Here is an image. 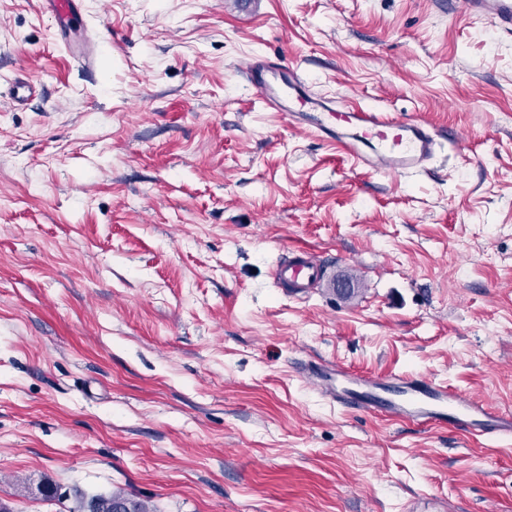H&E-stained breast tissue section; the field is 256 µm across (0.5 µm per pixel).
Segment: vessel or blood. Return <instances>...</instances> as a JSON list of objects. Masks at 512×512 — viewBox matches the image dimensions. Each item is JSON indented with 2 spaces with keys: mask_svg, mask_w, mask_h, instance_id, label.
<instances>
[{
  "mask_svg": "<svg viewBox=\"0 0 512 512\" xmlns=\"http://www.w3.org/2000/svg\"><path fill=\"white\" fill-rule=\"evenodd\" d=\"M84 0H42L57 25V35L70 55L94 62L93 41H74L71 33L83 22ZM462 11L493 20L512 34V0H458ZM243 74L267 109L287 114L290 125L332 141L356 165L387 175L427 171L440 151L442 136L413 117L392 118L372 108L354 106L309 93L300 69L252 58ZM327 270L309 248L294 247L276 264L272 277L290 295L305 297L323 282ZM340 405L423 426L449 425L474 436L512 439V411L421 375L385 379L344 367H327L312 380Z\"/></svg>",
  "mask_w": 512,
  "mask_h": 512,
  "instance_id": "b4317fda",
  "label": "vessel or blood"
}]
</instances>
